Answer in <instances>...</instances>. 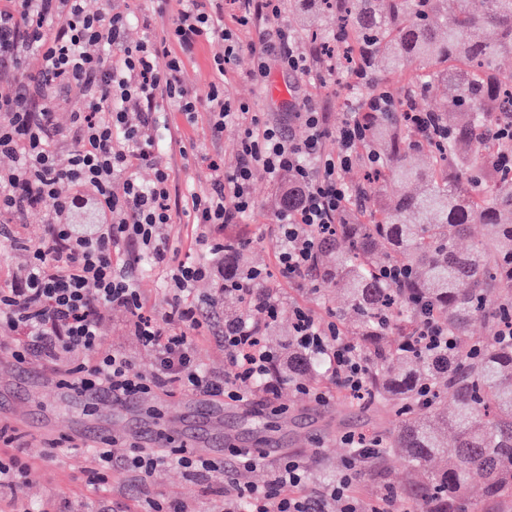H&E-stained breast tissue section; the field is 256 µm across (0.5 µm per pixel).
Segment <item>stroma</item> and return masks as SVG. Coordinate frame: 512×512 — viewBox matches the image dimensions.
Returning <instances> with one entry per match:
<instances>
[{
  "label": "stroma",
  "instance_id": "obj_1",
  "mask_svg": "<svg viewBox=\"0 0 512 512\" xmlns=\"http://www.w3.org/2000/svg\"><path fill=\"white\" fill-rule=\"evenodd\" d=\"M387 82L393 90H400L402 81L378 70L371 82L357 84L349 72L335 70L323 75L320 84L314 85L301 76L283 71L278 64H271L266 80L255 81L252 76V58L241 53L224 73V94L235 101L248 103L253 111L264 113L266 119L287 121L290 113L301 111L305 98L328 114L330 129L341 127L350 116L352 100L368 97L374 84ZM171 142L157 152L159 164L171 170V195L181 209L191 194L210 190L213 172L212 159H221L225 170H232L237 161L238 139L235 129H226L221 136H214L206 112H198L194 121H187L177 111L168 116ZM281 183L265 176H258L253 183L256 208L244 221L243 230L249 240L242 261L245 267L261 270L266 283L274 289L279 300L276 322L267 332V344L273 352H281L291 331L295 307L310 308L317 317L332 320L342 310L344 301L335 285L293 281L285 278L277 264L276 218ZM127 313L113 309L104 327L105 346L124 352L144 373L155 368L153 352L137 343L127 328ZM47 382L37 391L43 404L55 410L57 425L50 434L36 435L21 432L27 447L30 473L27 479L0 489V508L12 501L24 505L28 512H49L62 501L79 505L91 498L85 486L86 471L94 469L96 460L90 450H73L67 441L69 421L75 409L59 399L57 385L62 367L43 365ZM231 412L230 420L238 430L246 447L261 452L255 466L238 469L234 478L240 485L266 484L274 473L280 457H294L307 468L308 489L332 481L351 458L352 448L345 443L346 435L357 433L361 424L360 414L337 413L335 402H315L310 393L287 383L276 402L266 401L263 394L253 393L249 402H226ZM59 440L57 448H49V440ZM409 469L401 459H393L384 473L374 474L369 467H362L360 476L353 479L350 494L363 502L373 499L377 486L404 483ZM114 497L129 496L131 501L160 500L185 503L187 512H220L224 500V485L217 480L202 481L190 476L177 464L159 467L139 485H132L123 470L112 474Z\"/></svg>",
  "mask_w": 512,
  "mask_h": 512
}]
</instances>
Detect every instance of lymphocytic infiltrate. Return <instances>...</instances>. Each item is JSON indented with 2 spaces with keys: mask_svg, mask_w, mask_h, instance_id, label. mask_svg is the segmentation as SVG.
I'll list each match as a JSON object with an SVG mask.
<instances>
[{
  "mask_svg": "<svg viewBox=\"0 0 512 512\" xmlns=\"http://www.w3.org/2000/svg\"><path fill=\"white\" fill-rule=\"evenodd\" d=\"M87 0H6L0 6V154L15 159L0 169V238L24 248L22 275L0 285V342L9 345L15 362L68 361L63 386L72 390L104 389L113 398L142 396L178 389L205 397L247 401L254 388L276 400L284 383L270 369L277 356L265 342L266 331L278 317L277 297L264 289L260 271L235 276L224 273L223 239L198 237L201 258L176 260L163 225L173 223L171 173L154 165L163 146L158 125L170 109L187 119L207 110L214 135L229 127L238 132V162L225 171L211 161L215 174L211 192L192 195L187 210L193 223L213 228L242 223L255 206L252 184L257 173L277 178L287 172L302 186L298 204L278 213V264L292 280L305 279L315 261L321 235L335 223L350 188L344 172L359 159L363 129L350 117L330 129L325 113L306 105L296 118L305 129L272 124L244 102L224 95V67L246 49L235 27L264 20L257 45L248 47L256 65L255 79L268 74V57L280 67L311 75V60L320 47L303 44L279 23L280 0H233L234 28L224 25V0H179L181 8L161 40L130 41V8L105 4L92 11ZM219 43L213 58L214 78L206 96H199L182 78L183 60L202 43ZM38 55L37 74L23 68ZM75 92L79 107L69 126L57 120L56 93ZM334 140L336 151L325 149ZM69 142L66 165L58 150ZM152 167L141 180L137 171ZM93 195L108 217L91 234L76 232L64 220L83 195ZM44 213L47 224L41 241L22 246L11 231L13 222ZM137 247L154 265L169 270L170 295L161 314L148 311L136 286L139 260L124 259L122 249ZM214 281L216 294L194 295L197 282ZM224 293L238 295L245 315L222 319L217 338L231 366L217 376L196 362L192 332L203 328L210 309ZM124 308L131 336L155 354L152 375L137 371L124 352L104 346L102 327L112 308ZM291 334L299 349L324 358L336 384L351 393L365 388L366 368L355 349L340 341L336 324L317 318L309 309L294 310ZM115 440L95 446L100 468L86 482L98 489L97 503L86 512H112L108 475L113 465L149 477L159 466L177 462L201 474H229L231 468L255 464L256 455L235 448L229 461L203 457L181 448H142L130 445L115 458ZM353 465L316 495L300 494L307 469L298 460L280 461L272 479L262 486L229 484L224 512H372L371 506L349 493Z\"/></svg>",
  "mask_w": 512,
  "mask_h": 512,
  "instance_id": "obj_1",
  "label": "lymphocytic infiltrate"
}]
</instances>
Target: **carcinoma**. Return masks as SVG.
Masks as SVG:
<instances>
[{"mask_svg": "<svg viewBox=\"0 0 512 512\" xmlns=\"http://www.w3.org/2000/svg\"><path fill=\"white\" fill-rule=\"evenodd\" d=\"M448 0H301L307 28L336 15V29L353 47L354 62L408 77L406 95L388 108L362 101L363 154L376 186L351 189L334 234L321 241L312 279L343 289L349 314L336 315L340 336L367 367L358 410L370 417L361 435L377 443L367 463L399 455L413 471L399 489L384 485L399 512H469L467 489L484 482V512L512 503V344L498 329L512 322V72L497 58L512 54V0H471L450 13ZM472 28L487 31L470 39ZM454 87L438 129L418 134L402 112L430 85ZM298 183L288 177L280 206H294ZM474 224L484 236L473 249L457 247ZM244 235L224 238V269L240 270ZM387 265L403 268L398 282ZM452 339L447 352L412 344L424 317ZM489 318L483 336L474 318ZM288 380L321 385L326 362L288 339L280 364ZM454 396L440 405L443 389ZM428 408L423 417L420 410Z\"/></svg>", "mask_w": 512, "mask_h": 512, "instance_id": "obj_1", "label": "carcinoma"}]
</instances>
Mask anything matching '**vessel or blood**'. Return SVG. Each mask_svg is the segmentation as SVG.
<instances>
[{
	"label": "vessel or blood",
	"mask_w": 512,
	"mask_h": 512,
	"mask_svg": "<svg viewBox=\"0 0 512 512\" xmlns=\"http://www.w3.org/2000/svg\"><path fill=\"white\" fill-rule=\"evenodd\" d=\"M63 398L72 400L95 411H118L119 416L114 420L93 421L88 419L72 422L71 435L77 440H99L111 437L115 433L132 434L136 442L147 448L162 446L169 437L166 426L158 421L148 420L141 416V402L135 397L113 400L111 393L103 389L84 391L65 390ZM193 420L180 430V440L190 452L208 457H219L224 453L227 440L222 433L221 419L224 413L222 403L215 400L193 397ZM12 415L21 420L31 421L33 429L49 430L54 418L52 415H42L38 420H31L28 402L25 395H17L11 408Z\"/></svg>",
	"instance_id": "vessel-or-blood-1"
}]
</instances>
